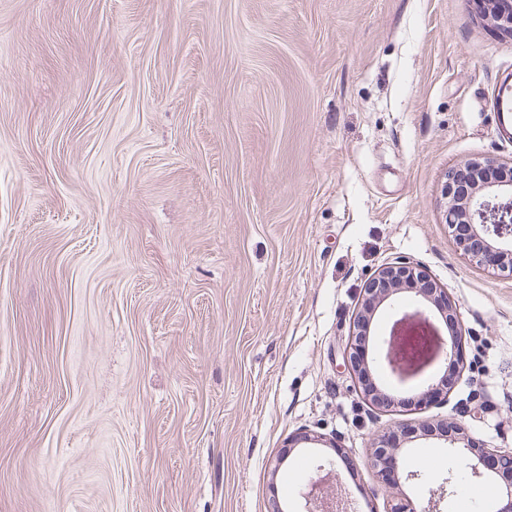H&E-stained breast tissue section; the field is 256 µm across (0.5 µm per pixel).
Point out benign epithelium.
<instances>
[{"label": "benign epithelium", "mask_w": 512, "mask_h": 512, "mask_svg": "<svg viewBox=\"0 0 512 512\" xmlns=\"http://www.w3.org/2000/svg\"><path fill=\"white\" fill-rule=\"evenodd\" d=\"M479 16L499 33L512 37V0H472ZM446 199L445 223L454 234L463 252L482 266L509 272L512 275V162L500 163L494 159L466 163L448 171L443 185ZM411 296L410 307L398 306L395 297ZM388 309L394 320L387 330L370 334L369 323L380 307ZM453 312V301L448 291L437 285L418 264L408 256H397L386 262L366 284L353 327L346 346L348 368L358 378L364 398L372 405L389 409L397 406L399 391L424 372L420 366L405 372L397 360L395 329L399 325L423 320L442 341L443 356L433 365L453 364L463 369L462 335L456 330L442 336L440 321ZM452 388H438L428 379L417 388L414 404H429L426 397L448 400ZM449 454L466 460V468L473 478L492 474H512V450L477 448L466 429L452 427L441 433ZM403 449L391 448L387 436L375 440L372 464L378 472L398 470ZM456 474L448 470L429 490L427 504L418 506L408 501L392 512H440V504L453 494ZM334 475L326 476L311 485L305 494L308 512H339V501L332 490Z\"/></svg>", "instance_id": "obj_1"}]
</instances>
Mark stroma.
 <instances>
[{
  "label": "stroma",
  "mask_w": 512,
  "mask_h": 512,
  "mask_svg": "<svg viewBox=\"0 0 512 512\" xmlns=\"http://www.w3.org/2000/svg\"><path fill=\"white\" fill-rule=\"evenodd\" d=\"M487 158L512 39L467 0H0V512H302L328 462L388 512L428 487L383 482L377 435L512 448V276L443 222L448 169ZM398 255L447 288L464 369L380 412L345 347ZM487 488L474 512L507 488L458 470L443 512ZM440 384L442 385L441 380H439L437 383H434L432 381V379L431 380L428 379V380L424 381V383L421 386H419L417 389H415L417 391V394H416V400L414 401V404L418 407L423 406V405H428L432 401L437 400L438 398H441V396H442L443 400L448 401L449 395L453 391L452 386L448 385V388L445 387L443 390V389L438 388V386ZM432 393H434V396L430 400L427 401L425 399V397L430 396Z\"/></svg>",
  "instance_id": "1"
}]
</instances>
